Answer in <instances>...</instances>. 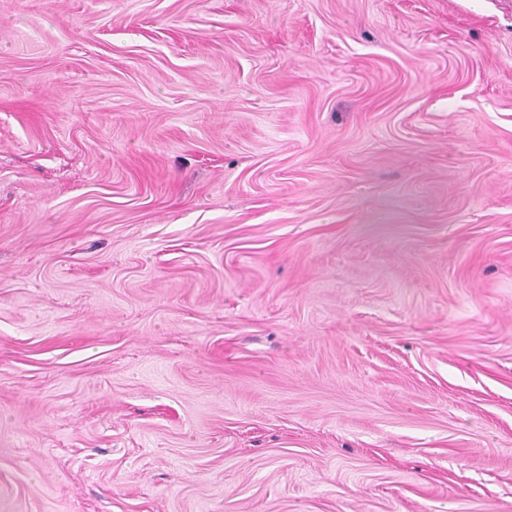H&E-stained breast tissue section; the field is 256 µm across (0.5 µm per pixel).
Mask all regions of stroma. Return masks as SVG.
<instances>
[{"mask_svg": "<svg viewBox=\"0 0 512 512\" xmlns=\"http://www.w3.org/2000/svg\"><path fill=\"white\" fill-rule=\"evenodd\" d=\"M0 512H512V0H0Z\"/></svg>", "mask_w": 512, "mask_h": 512, "instance_id": "stroma-1", "label": "stroma"}]
</instances>
